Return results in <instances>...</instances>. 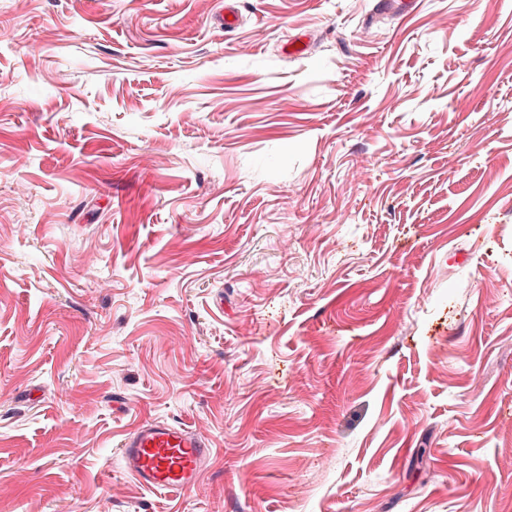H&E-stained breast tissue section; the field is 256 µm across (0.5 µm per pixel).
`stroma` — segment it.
<instances>
[{
	"instance_id": "35a3bbf8",
	"label": "stroma",
	"mask_w": 512,
	"mask_h": 512,
	"mask_svg": "<svg viewBox=\"0 0 512 512\" xmlns=\"http://www.w3.org/2000/svg\"><path fill=\"white\" fill-rule=\"evenodd\" d=\"M376 2L0 0V512L512 502V0ZM211 455L205 440L190 429L164 421L142 423L120 448L124 470L151 491H191Z\"/></svg>"
}]
</instances>
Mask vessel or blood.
I'll return each mask as SVG.
<instances>
[{"instance_id": "b4317fda", "label": "vessel or blood", "mask_w": 512, "mask_h": 512, "mask_svg": "<svg viewBox=\"0 0 512 512\" xmlns=\"http://www.w3.org/2000/svg\"><path fill=\"white\" fill-rule=\"evenodd\" d=\"M211 450L190 429L164 421L142 423L120 448L125 471L151 491L185 493L199 482Z\"/></svg>"}]
</instances>
